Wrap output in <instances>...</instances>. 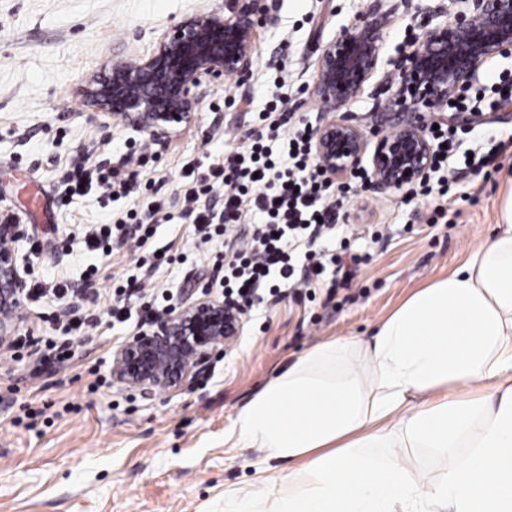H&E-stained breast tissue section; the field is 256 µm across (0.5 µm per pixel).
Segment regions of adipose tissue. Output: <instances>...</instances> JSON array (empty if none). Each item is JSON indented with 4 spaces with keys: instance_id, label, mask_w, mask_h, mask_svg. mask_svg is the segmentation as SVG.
<instances>
[{
    "instance_id": "ef3b65f1",
    "label": "adipose tissue",
    "mask_w": 512,
    "mask_h": 512,
    "mask_svg": "<svg viewBox=\"0 0 512 512\" xmlns=\"http://www.w3.org/2000/svg\"><path fill=\"white\" fill-rule=\"evenodd\" d=\"M474 383L485 395L460 396ZM232 435L303 468L228 512H512V191L463 265L412 293L373 341L316 344ZM407 446L452 462L423 485L396 454Z\"/></svg>"
}]
</instances>
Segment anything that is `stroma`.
Instances as JSON below:
<instances>
[{
    "label": "stroma",
    "instance_id": "35a3bbf8",
    "mask_svg": "<svg viewBox=\"0 0 512 512\" xmlns=\"http://www.w3.org/2000/svg\"><path fill=\"white\" fill-rule=\"evenodd\" d=\"M383 29L387 53L407 45L453 0H398ZM373 0H269L273 25L256 30L254 64L246 81L228 77L203 85L195 118L163 144L117 125L86 105L80 89L107 75L115 59L136 62L185 17L223 11L224 0H0V210L26 227L16 245L41 243L37 272L79 278L89 259L62 255L52 225L74 229L124 217L129 209L158 206L164 221L157 246L191 240L183 201L196 171L227 158L253 126L273 76H281L288 109L314 123L321 111L310 89L324 46L369 11ZM469 126L460 152L512 130V104L481 115L453 114ZM150 158L143 179L155 191L115 201L93 192L60 204L61 179L74 160L120 159L127 144ZM492 175L466 172L447 195L407 201L405 191L366 192L345 199L337 221L361 227L392 225V239L350 236L351 251L369 255L350 285L282 289L254 308L244 333L190 389L146 400L112 379L113 351L126 330L100 327L63 372L31 379L27 364L0 347V512H224L230 494L261 493L269 478L298 462L236 448L228 434L242 407L277 372L315 344L337 337L369 341L379 321L411 293L447 274L496 224L508 184L512 147ZM42 190L46 213L33 218L27 200ZM213 269L206 253L160 266L158 284L178 298L200 296ZM41 412L24 418L21 404Z\"/></svg>",
    "mask_w": 512,
    "mask_h": 512
}]
</instances>
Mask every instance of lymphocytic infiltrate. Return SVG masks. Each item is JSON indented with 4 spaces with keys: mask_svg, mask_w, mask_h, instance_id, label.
<instances>
[{
    "mask_svg": "<svg viewBox=\"0 0 512 512\" xmlns=\"http://www.w3.org/2000/svg\"><path fill=\"white\" fill-rule=\"evenodd\" d=\"M455 102L459 112L498 111L512 102V73L500 76L496 86L488 89H462ZM285 104V97L272 95L259 112L260 126L251 131L246 146L196 177L183 211L197 245L208 246L211 252L218 272L217 287L245 314L263 302L265 293L305 288L311 281L327 277L335 279L346 275L348 265L362 261L358 254L346 258L330 253L319 240L334 229L333 217L341 195L364 189L368 173L352 172L350 185L334 186L316 163L312 125L292 123ZM147 163V154L133 147L115 165H93L84 157L64 174L63 181L74 196L97 188L108 197H126L141 190L140 169ZM249 213L258 218L250 236L225 247V237ZM159 225L157 210L132 209L113 225L62 231L61 242L67 253L78 248L104 260L111 257L115 246L130 239L140 248L137 274L112 283L113 300L106 312L109 325L131 320L134 307L130 299L140 293L146 297L141 307L146 319L175 313L172 295L153 289L152 279L161 264H181L186 256L181 252H148ZM98 272V266H88L76 282L30 273L28 303L35 308L44 333L25 332L9 347L12 360L32 362V376H41L47 367L58 372L70 366L78 356L74 337L99 327L98 316L82 310L83 302L100 297Z\"/></svg>",
    "mask_w": 512,
    "mask_h": 512,
    "instance_id": "f902f5d3",
    "label": "lymphocytic infiltrate"
}]
</instances>
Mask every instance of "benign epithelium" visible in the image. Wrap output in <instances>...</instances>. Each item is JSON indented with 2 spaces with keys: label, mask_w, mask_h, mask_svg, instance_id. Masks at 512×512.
<instances>
[{
  "label": "benign epithelium",
  "mask_w": 512,
  "mask_h": 512,
  "mask_svg": "<svg viewBox=\"0 0 512 512\" xmlns=\"http://www.w3.org/2000/svg\"><path fill=\"white\" fill-rule=\"evenodd\" d=\"M382 5L359 16L323 49L312 95L325 115L314 127V154L329 177L368 168L369 188L386 194L427 176L433 144L428 112H442L448 99L479 77L488 60L512 51V0H455L439 9L410 49L384 58L383 21L394 8ZM265 0H224V13H195L162 37L135 63L116 61L103 79L91 76L81 93L86 104L108 112L121 125L161 143L191 121L198 92L223 77L252 70L253 45ZM385 106L406 113L390 130L366 133L347 109L371 81ZM339 118H328L335 112ZM22 225L0 224V343L12 336L8 310L20 304L26 270L15 246ZM245 319L233 304L208 292L157 319L112 353V379L145 399L194 385L216 351L230 350Z\"/></svg>",
  "instance_id": "7a95c632"
}]
</instances>
